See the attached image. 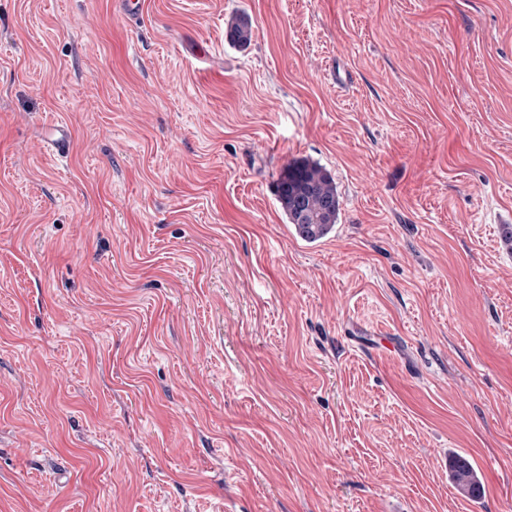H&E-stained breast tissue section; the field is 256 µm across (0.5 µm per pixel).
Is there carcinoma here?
Returning a JSON list of instances; mask_svg holds the SVG:
<instances>
[{
    "label": "carcinoma",
    "instance_id": "carcinoma-1",
    "mask_svg": "<svg viewBox=\"0 0 512 512\" xmlns=\"http://www.w3.org/2000/svg\"><path fill=\"white\" fill-rule=\"evenodd\" d=\"M226 37L233 45H247L252 37L249 18L238 15L229 20ZM276 192L288 224L303 241L317 243L333 232L339 217V197L334 179L321 165L308 160L288 163L277 180ZM448 467L460 490L477 482L467 460L452 456Z\"/></svg>",
    "mask_w": 512,
    "mask_h": 512
}]
</instances>
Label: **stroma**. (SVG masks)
Returning <instances> with one entry per match:
<instances>
[{
	"instance_id": "35a3bbf8",
	"label": "stroma",
	"mask_w": 512,
	"mask_h": 512,
	"mask_svg": "<svg viewBox=\"0 0 512 512\" xmlns=\"http://www.w3.org/2000/svg\"><path fill=\"white\" fill-rule=\"evenodd\" d=\"M507 224L512 0H0V512H512ZM228 41L237 46H246L252 37V26L249 18L245 15H238L228 21L226 27ZM46 139L44 144L57 158L69 156L73 141L72 127L66 123L49 122L45 125ZM277 199L298 237L317 243L333 232L339 217L336 184L316 162L294 160L276 183ZM448 467L450 478L463 492L468 493L470 486L478 482L475 470L467 460L452 456Z\"/></svg>"
}]
</instances>
